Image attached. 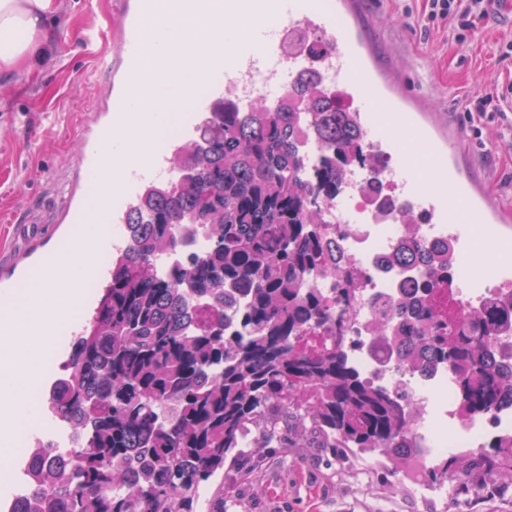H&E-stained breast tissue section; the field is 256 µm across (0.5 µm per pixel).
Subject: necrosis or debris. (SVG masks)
<instances>
[{"label": "necrosis or debris", "instance_id": "necrosis-or-debris-1", "mask_svg": "<svg viewBox=\"0 0 512 512\" xmlns=\"http://www.w3.org/2000/svg\"><path fill=\"white\" fill-rule=\"evenodd\" d=\"M358 177L360 182L367 179V171H359ZM360 182L343 186L324 211L326 228L336 238L347 272L355 274L356 279L345 289L329 279H315L313 285L331 301L336 318V341L351 357L359 374L374 385L403 396L419 410L413 436L415 451L402 473L403 486L419 502L429 498L453 502L449 488L430 484L427 472L432 460L451 451H475L483 447L486 438L499 433L512 434V405H503L493 416H478L466 424L449 427V420L459 413V403L457 391L447 380L437 375L421 376L396 358L384 359L373 351L370 325L378 314L376 300L393 293L407 277L406 271L401 269H384L382 259L406 232L431 241L447 237L448 227L418 224L410 229L401 224L396 213L378 215V201L362 192ZM352 208L360 211V223H337V212ZM499 292V287L487 280H469L464 287L443 289L434 304L455 315Z\"/></svg>", "mask_w": 512, "mask_h": 512}]
</instances>
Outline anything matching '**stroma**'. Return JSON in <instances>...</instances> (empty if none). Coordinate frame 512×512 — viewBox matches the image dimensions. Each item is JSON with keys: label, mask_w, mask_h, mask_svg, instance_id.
<instances>
[{"label": "stroma", "mask_w": 512, "mask_h": 512, "mask_svg": "<svg viewBox=\"0 0 512 512\" xmlns=\"http://www.w3.org/2000/svg\"><path fill=\"white\" fill-rule=\"evenodd\" d=\"M426 0H361L360 20L404 83L461 131L463 177L483 181L512 207V0L462 37L425 16ZM48 20L51 52L31 73L0 77V226L42 223V248L63 251L42 218L77 149L84 112L101 105L112 51L116 0H57ZM497 89L503 117L472 130L470 97ZM448 512L439 501L414 502L397 477L369 455L331 448H270L252 469L224 464V512Z\"/></svg>", "instance_id": "1"}]
</instances>
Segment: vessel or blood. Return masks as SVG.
Here are the masks:
<instances>
[{"instance_id":"obj_1","label":"vessel or blood","mask_w":512,"mask_h":512,"mask_svg":"<svg viewBox=\"0 0 512 512\" xmlns=\"http://www.w3.org/2000/svg\"><path fill=\"white\" fill-rule=\"evenodd\" d=\"M263 11L247 28L243 39L230 45L206 44L203 82L205 96L194 99L182 113V133L165 149L141 152L156 115L143 113L146 98L137 79L148 52L146 23L149 0H118L120 13L119 66L110 77L103 106L86 113L78 133L79 149L71 172L58 187L48 221L73 244L96 253L111 252L127 244L125 215L151 184L170 179L173 160L198 126L227 98L254 105L263 86L293 82L300 57L284 51L290 29L306 25L326 35L330 51L326 68L332 85L341 91L357 115L364 139L376 151L400 154V161L383 171L400 204L410 208L424 224H444L457 254L471 249L469 227L481 225L485 251L498 255L500 243L512 225V211L497 204L472 180L462 178L457 165L461 135L440 134L425 119L419 99L408 95L400 80L381 59L374 39L361 27L357 0H332L329 7L313 5L301 13L299 0H259ZM266 85H259L258 76ZM142 112L136 132H129L131 113ZM102 189L100 206H92L95 189ZM36 266L48 278L68 275L106 284L109 265L89 268L64 266L59 256L37 252ZM470 276L491 278L501 285L512 281V266L472 265Z\"/></svg>"}]
</instances>
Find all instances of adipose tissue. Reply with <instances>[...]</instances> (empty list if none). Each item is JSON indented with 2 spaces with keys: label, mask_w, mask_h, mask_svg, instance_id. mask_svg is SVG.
Instances as JSON below:
<instances>
[{
  "label": "adipose tissue",
  "mask_w": 512,
  "mask_h": 512,
  "mask_svg": "<svg viewBox=\"0 0 512 512\" xmlns=\"http://www.w3.org/2000/svg\"><path fill=\"white\" fill-rule=\"evenodd\" d=\"M224 8L222 20L207 21L174 0H161L151 32L156 43L179 54L188 36L202 33L217 41L236 37L240 24L254 17L257 5L255 0H226ZM55 11L56 0H0V76L32 71L50 51L45 25ZM206 66L207 59L200 53L187 58L172 74L162 72L155 60L147 61L151 105L160 115L148 147L173 132L180 108L197 95ZM84 295V289L75 284L40 279L16 303L9 327L11 341L0 345V478L7 474L6 465L19 438L38 424L34 397L53 359L56 335L72 319Z\"/></svg>",
  "instance_id": "obj_1"
}]
</instances>
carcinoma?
Instances as JSON below:
<instances>
[{"mask_svg": "<svg viewBox=\"0 0 512 512\" xmlns=\"http://www.w3.org/2000/svg\"><path fill=\"white\" fill-rule=\"evenodd\" d=\"M311 133L322 153L308 177L301 145ZM386 164L312 68L274 112L225 104L205 118L175 159L179 176L147 188L129 212L133 244L110 256L112 277L50 388L52 412L73 432L68 460L28 455V492L9 512H33L34 496L45 512H224V484L212 487L224 460L252 427L259 456L281 420V448L405 462L415 408L363 381L341 350L305 344L334 325L310 280H344L323 209L349 170L376 175ZM182 224L209 225L205 252L184 254ZM448 250L409 240L391 255L423 274L401 283L374 339L447 374L462 414L491 416L512 398V370L495 353L496 337L512 332V296L444 316L430 297L453 277ZM454 462L430 469V482L450 480L461 497L494 486L512 469V435Z\"/></svg>", "mask_w": 512, "mask_h": 512, "instance_id": "obj_1", "label": "carcinoma"}]
</instances>
